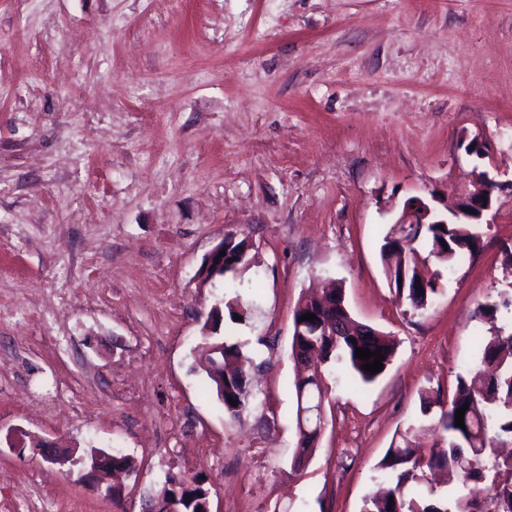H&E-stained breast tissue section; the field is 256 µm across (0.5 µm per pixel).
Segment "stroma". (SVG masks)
Listing matches in <instances>:
<instances>
[{
    "label": "stroma",
    "instance_id": "1",
    "mask_svg": "<svg viewBox=\"0 0 512 512\" xmlns=\"http://www.w3.org/2000/svg\"><path fill=\"white\" fill-rule=\"evenodd\" d=\"M484 142V156L466 145ZM500 184L482 249L398 302L379 246L405 200ZM253 264L203 281L225 235ZM512 0H0V512H141L167 474L212 512H361L419 396L475 366L512 292ZM392 364L326 378L304 469L293 311L325 281ZM252 357L230 418L201 365L219 303ZM129 455L119 495L31 440Z\"/></svg>",
    "mask_w": 512,
    "mask_h": 512
}]
</instances>
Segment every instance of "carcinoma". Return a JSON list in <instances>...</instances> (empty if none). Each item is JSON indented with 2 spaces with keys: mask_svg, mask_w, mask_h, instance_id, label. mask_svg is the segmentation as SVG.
I'll list each match as a JSON object with an SVG mask.
<instances>
[{
  "mask_svg": "<svg viewBox=\"0 0 512 512\" xmlns=\"http://www.w3.org/2000/svg\"><path fill=\"white\" fill-rule=\"evenodd\" d=\"M481 243L477 224H392L383 236L380 255L386 276L402 267L406 269L408 287L395 289V294L411 310L422 312L433 302L438 288L436 281L418 272V266L433 259L452 270L463 259L478 253ZM245 249V240L231 242L224 274L235 276L250 267L249 257H241ZM416 284L421 289L414 288ZM323 295L336 301V306L322 309L316 299L307 297L299 300L293 314L291 349H300L307 358L306 364L296 368V401L307 411L317 408L322 395L328 393L325 373L337 365L346 367L364 385L374 383L383 375L381 371L362 370L365 361L355 357L356 349L382 350L385 369L395 354L390 335L351 316L339 283L331 282ZM502 308L512 310V296L479 305L478 314L484 320H492ZM306 314L315 315L316 320H301ZM219 331L217 321L211 327L203 325V340L214 348V360L224 365V377L214 376L209 365L206 370L224 411L236 419L250 404L247 382L252 360L238 345L221 339ZM231 399L237 405L230 404ZM433 403L440 410L438 424L444 432L442 441L433 443L428 453H422L416 442L425 432L422 426L392 441L377 464L382 478L392 486L384 495L366 499L363 512H512V459L498 463L503 479L493 484L490 493L480 500L459 493L442 501L434 498L432 492L424 496L416 491L423 484L427 469L446 471L448 484L457 487L482 480L487 450L497 443L512 442V331L508 333L502 327L491 330L480 346V364L457 376L448 399L432 402L426 395L420 397L421 412L428 413ZM465 405L468 410L462 429L455 425V415ZM208 492L196 476L190 479L184 473L170 474L146 506L153 507L162 501L166 506H174V512H206Z\"/></svg>",
  "mask_w": 512,
  "mask_h": 512,
  "instance_id": "cac0c4a2",
  "label": "carcinoma"
}]
</instances>
